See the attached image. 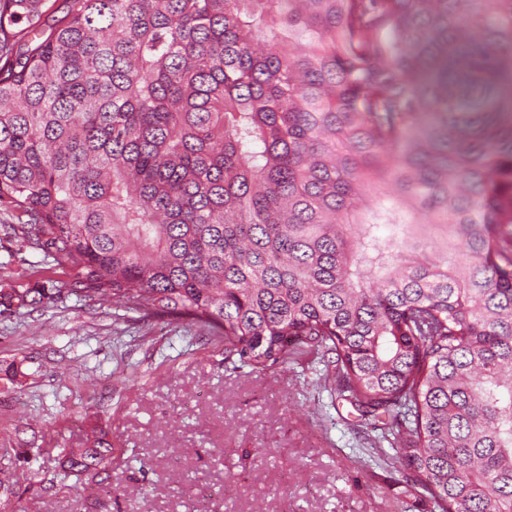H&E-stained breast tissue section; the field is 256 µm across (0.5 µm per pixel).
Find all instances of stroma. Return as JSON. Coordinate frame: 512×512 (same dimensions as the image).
Segmentation results:
<instances>
[{
  "label": "stroma",
  "instance_id": "1",
  "mask_svg": "<svg viewBox=\"0 0 512 512\" xmlns=\"http://www.w3.org/2000/svg\"><path fill=\"white\" fill-rule=\"evenodd\" d=\"M25 222L0 206V289L64 297L0 312V512H439L321 353L256 371L199 327L88 306L73 268L22 247ZM100 430L106 466L65 468Z\"/></svg>",
  "mask_w": 512,
  "mask_h": 512
}]
</instances>
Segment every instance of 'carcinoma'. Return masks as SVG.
Returning a JSON list of instances; mask_svg holds the SVG:
<instances>
[{"instance_id": "1", "label": "carcinoma", "mask_w": 512, "mask_h": 512, "mask_svg": "<svg viewBox=\"0 0 512 512\" xmlns=\"http://www.w3.org/2000/svg\"><path fill=\"white\" fill-rule=\"evenodd\" d=\"M48 2L0 0L24 245L243 367L332 356L440 512H512V0Z\"/></svg>"}]
</instances>
